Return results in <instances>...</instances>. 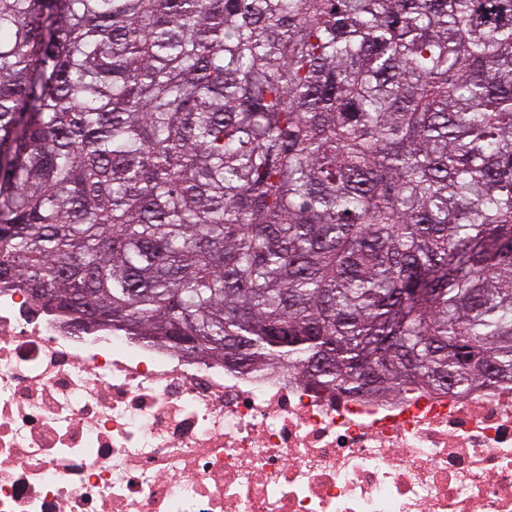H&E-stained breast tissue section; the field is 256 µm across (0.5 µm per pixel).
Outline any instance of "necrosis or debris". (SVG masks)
Here are the masks:
<instances>
[{"instance_id": "necrosis-or-debris-1", "label": "necrosis or debris", "mask_w": 512, "mask_h": 512, "mask_svg": "<svg viewBox=\"0 0 512 512\" xmlns=\"http://www.w3.org/2000/svg\"><path fill=\"white\" fill-rule=\"evenodd\" d=\"M0 512H512V384L346 392L0 286Z\"/></svg>"}]
</instances>
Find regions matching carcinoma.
<instances>
[{"label":"carcinoma","instance_id":"obj_1","mask_svg":"<svg viewBox=\"0 0 512 512\" xmlns=\"http://www.w3.org/2000/svg\"><path fill=\"white\" fill-rule=\"evenodd\" d=\"M0 282L324 387L512 382V0H0Z\"/></svg>","mask_w":512,"mask_h":512}]
</instances>
